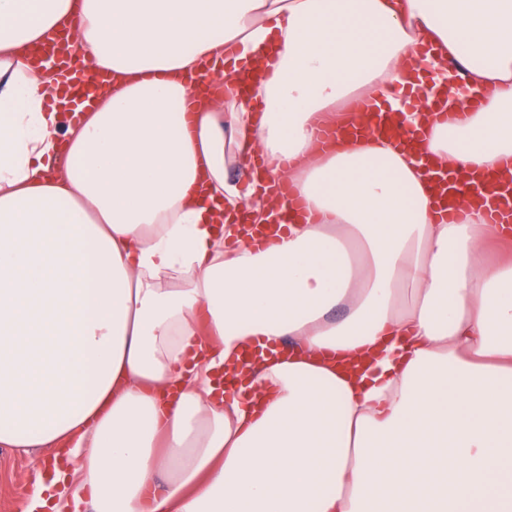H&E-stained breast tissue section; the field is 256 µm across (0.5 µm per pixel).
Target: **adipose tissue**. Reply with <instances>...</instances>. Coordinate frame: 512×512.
Returning <instances> with one entry per match:
<instances>
[{"mask_svg": "<svg viewBox=\"0 0 512 512\" xmlns=\"http://www.w3.org/2000/svg\"><path fill=\"white\" fill-rule=\"evenodd\" d=\"M361 99L418 152L320 143ZM509 160L512 0H0V446L67 451L22 512H512V254L427 187Z\"/></svg>", "mask_w": 512, "mask_h": 512, "instance_id": "adipose-tissue-1", "label": "adipose tissue"}]
</instances>
